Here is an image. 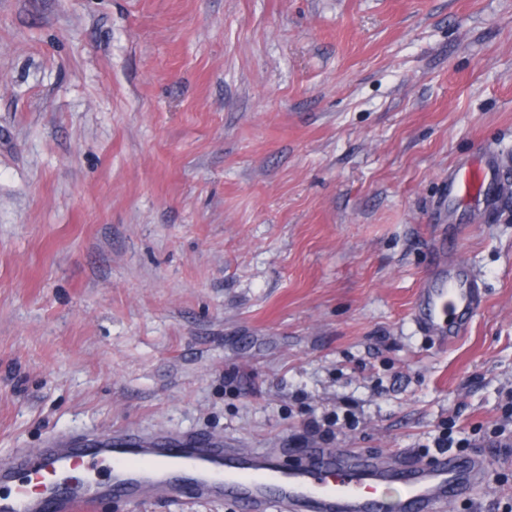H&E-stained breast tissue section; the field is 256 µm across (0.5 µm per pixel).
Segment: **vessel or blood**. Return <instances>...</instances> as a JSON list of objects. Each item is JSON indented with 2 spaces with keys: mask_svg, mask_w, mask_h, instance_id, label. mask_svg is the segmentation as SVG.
I'll use <instances>...</instances> for the list:
<instances>
[{
  "mask_svg": "<svg viewBox=\"0 0 512 512\" xmlns=\"http://www.w3.org/2000/svg\"><path fill=\"white\" fill-rule=\"evenodd\" d=\"M498 177L495 165L479 163L453 171L448 193L491 205L487 191ZM434 276L412 313L417 330L445 347L467 329L483 304L477 278L462 277L457 256L439 251ZM107 465L100 483L66 485L81 467ZM482 457L438 458L426 465L388 456L311 447L301 461L284 467L264 449L228 448L223 438L192 433L146 434L136 429L81 438L58 437L37 452L0 467V512H96L108 499L163 500L234 496L242 512H445L449 502L484 483Z\"/></svg>",
  "mask_w": 512,
  "mask_h": 512,
  "instance_id": "1",
  "label": "vessel or blood"
}]
</instances>
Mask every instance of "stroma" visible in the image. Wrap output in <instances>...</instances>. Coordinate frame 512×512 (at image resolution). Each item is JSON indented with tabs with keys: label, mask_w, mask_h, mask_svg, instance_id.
Listing matches in <instances>:
<instances>
[{
	"label": "stroma",
	"mask_w": 512,
	"mask_h": 512,
	"mask_svg": "<svg viewBox=\"0 0 512 512\" xmlns=\"http://www.w3.org/2000/svg\"><path fill=\"white\" fill-rule=\"evenodd\" d=\"M486 155L512 0H0V467L127 428L426 461L450 425L488 477L447 512H506L512 180L446 194ZM448 246L487 303L442 349L410 311ZM497 177L496 163H479L460 168L448 174V195L463 200L476 197L488 207L492 204V198L487 195V191Z\"/></svg>",
	"instance_id": "stroma-1"
}]
</instances>
